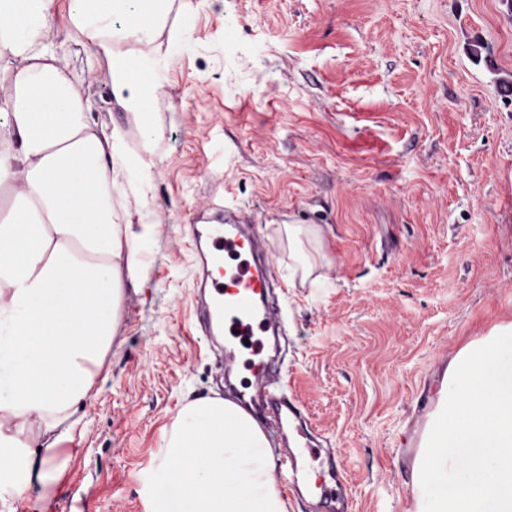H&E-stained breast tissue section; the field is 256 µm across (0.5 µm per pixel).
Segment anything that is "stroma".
Listing matches in <instances>:
<instances>
[{"label":"stroma","instance_id":"35a3bbf8","mask_svg":"<svg viewBox=\"0 0 512 512\" xmlns=\"http://www.w3.org/2000/svg\"><path fill=\"white\" fill-rule=\"evenodd\" d=\"M55 0L52 33L93 120L144 138L110 62ZM157 53L148 159L158 224L117 337L76 414L65 467L17 512H149L148 477L179 410L222 395L196 308L192 225L210 198L253 212L287 290L281 340L311 431L336 448L354 512H424L420 455L448 366L512 332V10L505 0H197ZM481 41L492 65L467 48ZM323 255L294 275L278 227ZM434 399L421 411L420 394ZM279 228L280 234H285L288 241V248L290 251L295 252L298 258V265L294 269L296 274L300 271L302 280L305 282L312 273V265L303 254L304 241L303 237L309 240L310 237H318V229L311 226H304L302 224H283Z\"/></svg>","mask_w":512,"mask_h":512}]
</instances>
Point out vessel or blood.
I'll return each mask as SVG.
<instances>
[{
  "mask_svg": "<svg viewBox=\"0 0 512 512\" xmlns=\"http://www.w3.org/2000/svg\"><path fill=\"white\" fill-rule=\"evenodd\" d=\"M209 212L224 217L221 226L210 234V258L218 264L235 255L239 261L231 267L227 281L212 280L208 293L202 294L197 315L206 331H220L229 338L224 348V372H232L241 344H248L258 355L262 344L255 334L259 329L279 331L278 306L273 300L277 286L274 266L259 256V244L248 232L254 223L252 213L224 211L221 204L210 203ZM253 381L245 407L270 430L278 445V476L286 493L308 501L312 512H350L345 491L347 478L343 468L329 465L326 476L299 484L296 475L302 466L301 440L312 439L299 401L289 395L287 375L272 370L259 357L252 367Z\"/></svg>",
  "mask_w": 512,
  "mask_h": 512,
  "instance_id": "b4317fda",
  "label": "vessel or blood"
}]
</instances>
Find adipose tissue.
<instances>
[{"mask_svg": "<svg viewBox=\"0 0 512 512\" xmlns=\"http://www.w3.org/2000/svg\"><path fill=\"white\" fill-rule=\"evenodd\" d=\"M71 0L75 31L112 59L115 98L158 137L157 85L142 65L173 2ZM54 0H0V360L12 365L0 400V480L12 493L47 487L65 461L75 415L117 334L125 288L144 280L141 241L154 214L149 163L122 150L124 133L100 127L48 39ZM141 178L134 193L132 172Z\"/></svg>", "mask_w": 512, "mask_h": 512, "instance_id": "1", "label": "adipose tissue"}]
</instances>
